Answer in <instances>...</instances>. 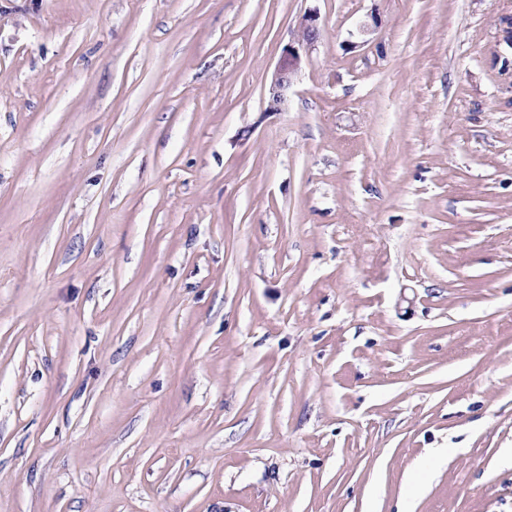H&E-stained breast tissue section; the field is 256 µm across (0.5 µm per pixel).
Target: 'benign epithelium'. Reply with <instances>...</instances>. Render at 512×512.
<instances>
[{
    "label": "benign epithelium",
    "instance_id": "benign-epithelium-1",
    "mask_svg": "<svg viewBox=\"0 0 512 512\" xmlns=\"http://www.w3.org/2000/svg\"><path fill=\"white\" fill-rule=\"evenodd\" d=\"M322 28L315 15L306 16L292 33L270 79L267 107L272 112L288 109L294 87L302 71L309 49L318 41Z\"/></svg>",
    "mask_w": 512,
    "mask_h": 512
}]
</instances>
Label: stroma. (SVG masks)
<instances>
[{
	"mask_svg": "<svg viewBox=\"0 0 512 512\" xmlns=\"http://www.w3.org/2000/svg\"><path fill=\"white\" fill-rule=\"evenodd\" d=\"M510 17L0 0V512H512ZM322 28L316 15L306 16L292 33L270 79L267 107L271 112L288 109L294 87L302 71L309 49L318 41Z\"/></svg>",
	"mask_w": 512,
	"mask_h": 512,
	"instance_id": "stroma-1",
	"label": "stroma"
}]
</instances>
